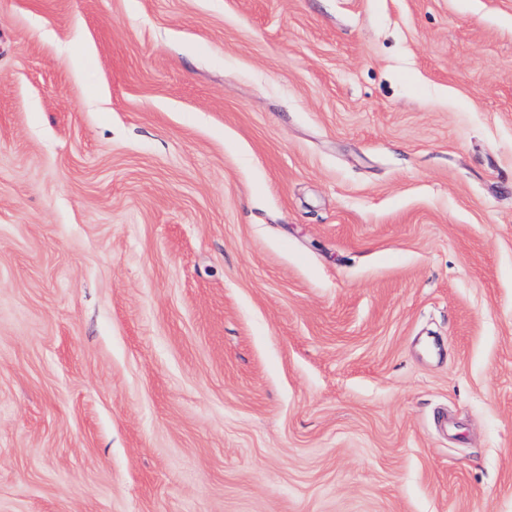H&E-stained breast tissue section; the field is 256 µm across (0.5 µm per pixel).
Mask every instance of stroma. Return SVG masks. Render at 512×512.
I'll use <instances>...</instances> for the list:
<instances>
[{
	"label": "stroma",
	"instance_id": "stroma-1",
	"mask_svg": "<svg viewBox=\"0 0 512 512\" xmlns=\"http://www.w3.org/2000/svg\"><path fill=\"white\" fill-rule=\"evenodd\" d=\"M0 512H512V0H0Z\"/></svg>",
	"mask_w": 512,
	"mask_h": 512
}]
</instances>
